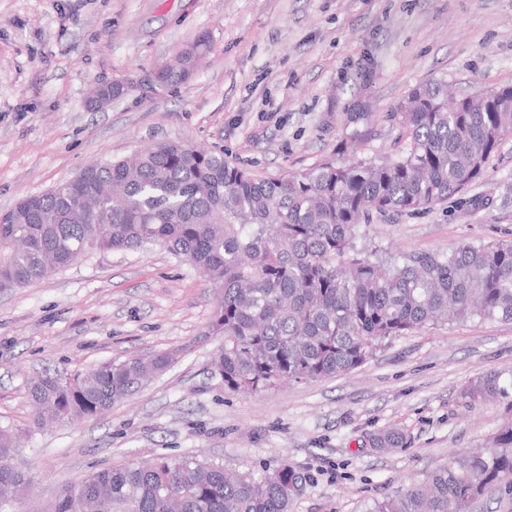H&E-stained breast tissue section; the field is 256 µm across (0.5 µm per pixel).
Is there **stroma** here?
I'll return each instance as SVG.
<instances>
[{
	"label": "stroma",
	"instance_id": "stroma-1",
	"mask_svg": "<svg viewBox=\"0 0 512 512\" xmlns=\"http://www.w3.org/2000/svg\"><path fill=\"white\" fill-rule=\"evenodd\" d=\"M211 49L187 83L135 89L101 111L92 85L137 80L198 36ZM466 96L512 85V0H0V210L70 181L92 162L176 140L223 153L257 176L337 152L346 109L373 117L360 157L398 150L391 114L417 84ZM512 241V132L460 198L373 216L358 245L448 252ZM216 290L154 244L92 252L27 288L0 292V425L23 432L24 512H46L89 471L161 455L305 477L289 512H370L410 479L483 448L501 404L463 391L512 369V322L429 324L393 338L357 369L255 395L211 372ZM175 350L162 375L102 415L41 427L27 380ZM396 428L408 444L367 436Z\"/></svg>",
	"mask_w": 512,
	"mask_h": 512
}]
</instances>
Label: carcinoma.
I'll return each instance as SVG.
<instances>
[{"label": "carcinoma", "instance_id": "cac0c4a2", "mask_svg": "<svg viewBox=\"0 0 512 512\" xmlns=\"http://www.w3.org/2000/svg\"><path fill=\"white\" fill-rule=\"evenodd\" d=\"M209 51L200 36L179 65L152 71L151 90L188 82ZM402 130L394 157L329 156L286 175L257 178L224 154L180 141L130 160L88 165L77 182L26 197L0 212V289L24 288L94 251L160 244L217 289L207 331L224 337L211 370L224 388L257 394L285 383L350 372L387 339L439 320L512 322V241L462 244L401 258L359 249L357 227L371 213L427 210L464 193L512 132V85L458 99L441 80L419 84L392 114ZM371 113H347L361 140ZM110 360L82 373L44 371L28 379L37 422L94 417L173 362ZM494 398L512 414V370L478 377L464 391ZM373 448H403L390 429ZM18 432L0 426V512H19L29 471L16 458ZM304 476L284 463L256 477L230 476L217 462L158 456L90 472L82 490L63 487L50 512H289ZM494 486L512 488V424L490 448H475L376 502L372 512H470Z\"/></svg>", "mask_w": 512, "mask_h": 512}]
</instances>
